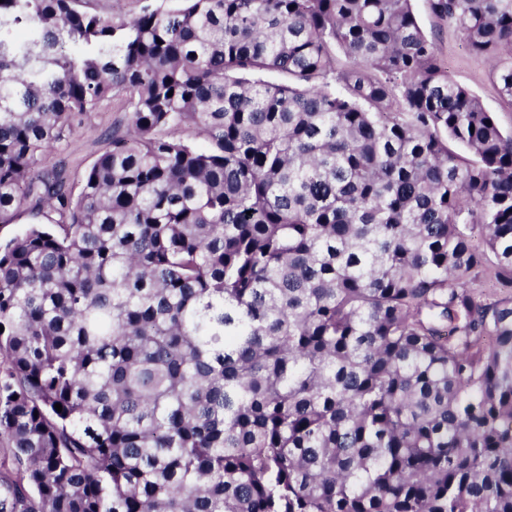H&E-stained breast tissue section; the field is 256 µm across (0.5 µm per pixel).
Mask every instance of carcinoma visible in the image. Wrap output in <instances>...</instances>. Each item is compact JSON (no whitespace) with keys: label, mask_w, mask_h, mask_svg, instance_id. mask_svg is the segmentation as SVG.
<instances>
[{"label":"carcinoma","mask_w":512,"mask_h":512,"mask_svg":"<svg viewBox=\"0 0 512 512\" xmlns=\"http://www.w3.org/2000/svg\"><path fill=\"white\" fill-rule=\"evenodd\" d=\"M428 4L512 101V0ZM30 197L0 512H512V298L468 286L512 288V133L412 0H0V224ZM84 7L110 16L116 22L128 20L137 15L145 0H84ZM130 112L127 96L116 91L96 110L80 116L71 133L54 150L51 164L61 170L75 196L81 191L92 164L112 143V136L129 137Z\"/></svg>","instance_id":"cac0c4a2"}]
</instances>
